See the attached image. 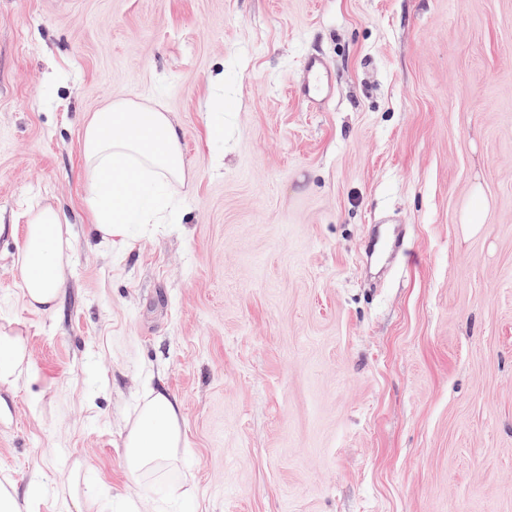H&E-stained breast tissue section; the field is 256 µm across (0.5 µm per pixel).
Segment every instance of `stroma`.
Masks as SVG:
<instances>
[{
    "label": "stroma",
    "instance_id": "obj_1",
    "mask_svg": "<svg viewBox=\"0 0 512 512\" xmlns=\"http://www.w3.org/2000/svg\"><path fill=\"white\" fill-rule=\"evenodd\" d=\"M118 98L169 112L187 179L176 223L112 244L82 128ZM31 201L71 221L50 313L18 288ZM0 223L32 370L0 483L29 512H512V0H0ZM148 384L183 444L134 481ZM306 67L308 79L300 93L311 104H321L333 94L332 78L323 62L317 57L309 58L306 61ZM490 209V201L476 185L471 193V201L462 209L460 224L465 234L476 235L481 232L485 217Z\"/></svg>",
    "mask_w": 512,
    "mask_h": 512
}]
</instances>
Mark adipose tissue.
<instances>
[{
    "label": "adipose tissue",
    "instance_id": "ef3b65f1",
    "mask_svg": "<svg viewBox=\"0 0 512 512\" xmlns=\"http://www.w3.org/2000/svg\"><path fill=\"white\" fill-rule=\"evenodd\" d=\"M82 151L86 204L102 241L127 239L178 209L173 189L184 183L186 167L182 135L169 113L132 99L112 101L87 119ZM69 249L66 215L50 204L30 209L16 264L19 288L34 310H55ZM30 371L21 334L0 326V388L15 387ZM181 442L177 403L163 392L146 391L125 440L131 476H139L147 465L166 464Z\"/></svg>",
    "mask_w": 512,
    "mask_h": 512
}]
</instances>
